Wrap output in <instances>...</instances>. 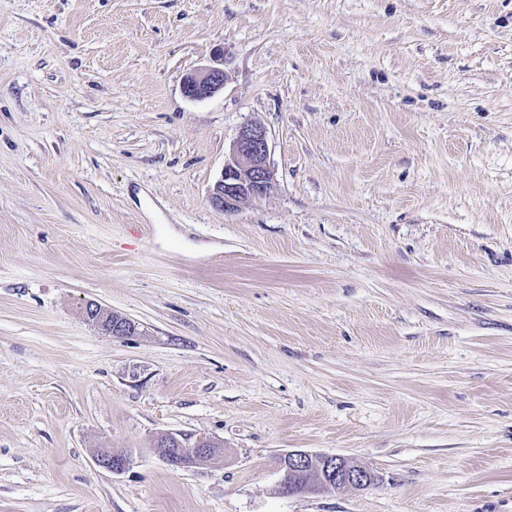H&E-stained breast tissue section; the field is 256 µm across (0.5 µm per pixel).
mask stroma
Returning <instances> with one entry per match:
<instances>
[{
  "label": "stroma",
  "instance_id": "obj_1",
  "mask_svg": "<svg viewBox=\"0 0 512 512\" xmlns=\"http://www.w3.org/2000/svg\"><path fill=\"white\" fill-rule=\"evenodd\" d=\"M0 512H512V0H0ZM224 69L209 66L187 75L183 81L184 94L195 100L212 97L224 87ZM273 180L267 131L261 124H246L233 142L230 158L224 164L221 179L210 191L209 202L217 210L234 212L243 201L265 195ZM83 318L106 334L125 337L137 333L138 325L95 302H87L82 310ZM167 445H174L178 448H169V453L166 455L168 462L174 467H190L200 460L201 456L211 455L212 449L208 443H201L194 448L193 451H189V454L184 452L183 444L178 438L167 437ZM284 458L281 486L287 494L315 492L326 486L363 490L375 479L371 472L342 456L290 451ZM314 469L319 475H309Z\"/></svg>",
  "mask_w": 512,
  "mask_h": 512
}]
</instances>
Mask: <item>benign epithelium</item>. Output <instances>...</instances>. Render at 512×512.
<instances>
[{"label": "benign epithelium", "instance_id": "7a95c632", "mask_svg": "<svg viewBox=\"0 0 512 512\" xmlns=\"http://www.w3.org/2000/svg\"><path fill=\"white\" fill-rule=\"evenodd\" d=\"M224 69L209 66L187 75L183 81L184 94L195 100L212 97L224 87ZM274 180L268 161V137L265 127L257 123L241 127L233 142L230 158L224 164L221 179L209 194L210 204L217 210L231 213L245 200L265 195ZM83 318L100 331L112 336L125 337L137 333L138 325L95 302H88L82 310ZM171 445L166 455L174 467H190L199 457L211 455L212 448L201 443L186 453L182 442L167 438ZM281 486L287 494L315 492L326 486L352 487L363 490L372 485L374 475L349 459L337 455L290 451L284 455ZM127 453H111L96 458L98 466L122 473L131 465Z\"/></svg>", "mask_w": 512, "mask_h": 512}]
</instances>
